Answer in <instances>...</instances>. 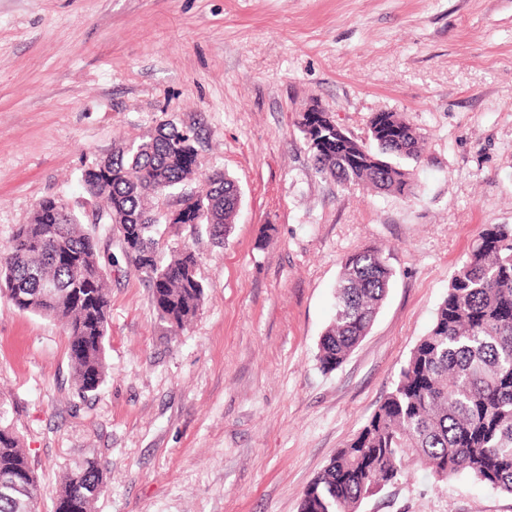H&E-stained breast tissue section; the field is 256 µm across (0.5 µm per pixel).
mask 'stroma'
<instances>
[{"instance_id": "obj_1", "label": "stroma", "mask_w": 512, "mask_h": 512, "mask_svg": "<svg viewBox=\"0 0 512 512\" xmlns=\"http://www.w3.org/2000/svg\"><path fill=\"white\" fill-rule=\"evenodd\" d=\"M321 103L359 139L374 113L424 136L414 194L315 173L298 127ZM171 124L199 131L189 187L241 189L224 244L192 241L197 319L164 334L119 239H100L107 377L81 393L68 337L0 297V409L43 497L96 460L94 512H299L431 328L489 224L512 226V0H0V248L51 197L82 212L83 170ZM393 271L369 331L336 370L316 359L343 260ZM359 512H512V496L411 464Z\"/></svg>"}]
</instances>
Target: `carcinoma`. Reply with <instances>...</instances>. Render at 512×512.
I'll return each mask as SVG.
<instances>
[{
	"label": "carcinoma",
	"mask_w": 512,
	"mask_h": 512,
	"mask_svg": "<svg viewBox=\"0 0 512 512\" xmlns=\"http://www.w3.org/2000/svg\"><path fill=\"white\" fill-rule=\"evenodd\" d=\"M328 131L314 169L341 186L362 184L406 196L409 170L388 162L391 153L419 158L423 137L397 112L371 117L369 133L381 153L342 132L326 113ZM200 137L175 127L123 148L82 172L98 223L116 231L128 266L152 289L167 333L191 323L205 286L188 244L163 262L156 238L155 202L182 193L196 167ZM190 209L206 208L205 230L228 239L241 203L236 182L224 173L207 178ZM27 224L0 250V294L18 310L61 322L68 336L71 376L82 393L106 378L110 322L106 277L98 239L80 217L56 199L39 202ZM392 269L381 250L363 248L342 263L335 313L318 347L324 371L339 367L370 330L386 297ZM418 462L437 479L469 477L512 495V227L489 224L454 272L434 322L402 365L392 389L356 437L303 490L299 512H359L372 490L397 483ZM0 512H37L41 489L11 425L0 413ZM104 487L99 464L85 461L64 476L55 512H91Z\"/></svg>",
	"instance_id": "1"
}]
</instances>
